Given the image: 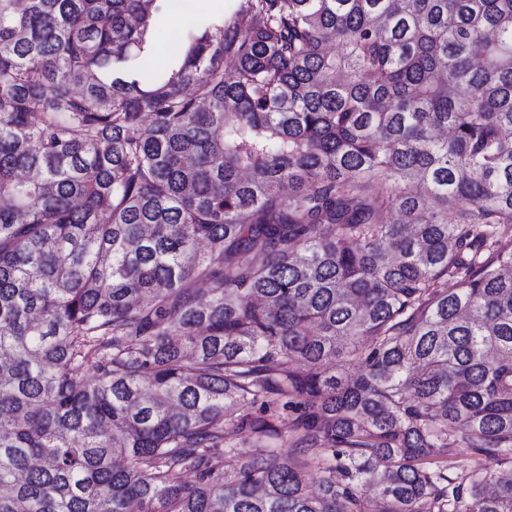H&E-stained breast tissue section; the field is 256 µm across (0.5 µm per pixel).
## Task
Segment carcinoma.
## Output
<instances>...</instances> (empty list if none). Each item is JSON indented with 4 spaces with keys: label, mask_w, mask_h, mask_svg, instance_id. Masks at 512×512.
I'll list each match as a JSON object with an SVG mask.
<instances>
[{
    "label": "carcinoma",
    "mask_w": 512,
    "mask_h": 512,
    "mask_svg": "<svg viewBox=\"0 0 512 512\" xmlns=\"http://www.w3.org/2000/svg\"><path fill=\"white\" fill-rule=\"evenodd\" d=\"M170 7L0 0V512H512V0ZM179 4V8L176 12L181 13L185 18H189L186 21L176 23L175 19L170 15L168 18L166 17L162 22V27L159 30V39L163 43V47L165 49H170V43H172V38L177 37V35L186 28L193 20L198 18L199 16L209 14L214 17H222L224 15H228L235 7V0H212L213 8L209 11H190L185 12L183 9L182 0H177ZM177 1H174L177 6Z\"/></svg>",
    "instance_id": "obj_1"
}]
</instances>
